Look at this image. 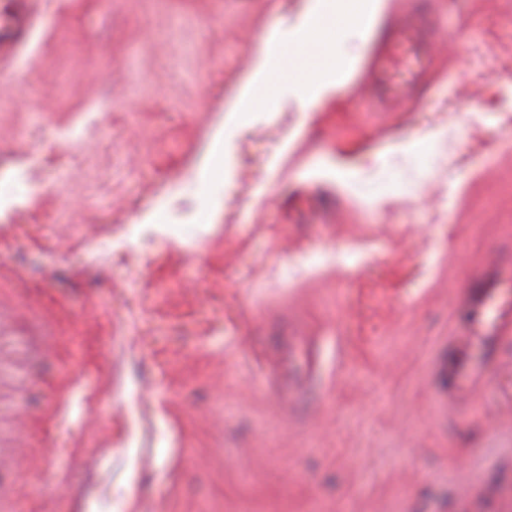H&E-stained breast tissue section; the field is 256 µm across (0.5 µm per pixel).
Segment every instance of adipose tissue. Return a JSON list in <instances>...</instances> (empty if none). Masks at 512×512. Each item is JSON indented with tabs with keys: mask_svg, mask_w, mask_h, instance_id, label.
Here are the masks:
<instances>
[{
	"mask_svg": "<svg viewBox=\"0 0 512 512\" xmlns=\"http://www.w3.org/2000/svg\"><path fill=\"white\" fill-rule=\"evenodd\" d=\"M384 7V0H310L313 25L297 27L290 36L295 46H314L317 70L323 75L322 80H311L302 100L304 107H311L328 94L330 85L325 78L338 68L333 48L339 37L346 32L367 30L378 19Z\"/></svg>",
	"mask_w": 512,
	"mask_h": 512,
	"instance_id": "adipose-tissue-1",
	"label": "adipose tissue"
}]
</instances>
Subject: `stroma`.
I'll list each match as a JSON object with an SVG mask.
<instances>
[{
    "instance_id": "35a3bbf8",
    "label": "stroma",
    "mask_w": 512,
    "mask_h": 512,
    "mask_svg": "<svg viewBox=\"0 0 512 512\" xmlns=\"http://www.w3.org/2000/svg\"><path fill=\"white\" fill-rule=\"evenodd\" d=\"M428 2L462 46L417 106L364 105L367 35L306 113L309 0H42L0 60V512H512V349L444 388L498 318L460 292L512 304V0ZM275 92V84L270 72L261 64L252 82L244 87L242 96L250 102L262 103L270 99Z\"/></svg>"
}]
</instances>
